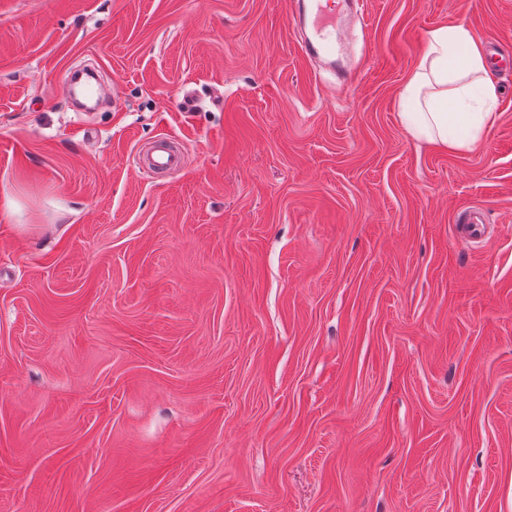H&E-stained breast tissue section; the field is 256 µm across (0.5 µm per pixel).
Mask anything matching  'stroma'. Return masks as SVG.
<instances>
[{
	"mask_svg": "<svg viewBox=\"0 0 512 512\" xmlns=\"http://www.w3.org/2000/svg\"><path fill=\"white\" fill-rule=\"evenodd\" d=\"M288 13L0 0V512H512V70L473 151L397 117L431 29L512 56V0H369L344 88ZM187 163L184 146L176 145L168 135H163L138 149L135 164L139 171L154 178L181 170Z\"/></svg>",
	"mask_w": 512,
	"mask_h": 512,
	"instance_id": "obj_1",
	"label": "stroma"
}]
</instances>
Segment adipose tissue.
<instances>
[{"label":"adipose tissue","instance_id":"ef3b65f1","mask_svg":"<svg viewBox=\"0 0 512 512\" xmlns=\"http://www.w3.org/2000/svg\"><path fill=\"white\" fill-rule=\"evenodd\" d=\"M490 60L462 24L429 31L399 95L398 119L409 138L464 153L495 123L498 93Z\"/></svg>","mask_w":512,"mask_h":512}]
</instances>
